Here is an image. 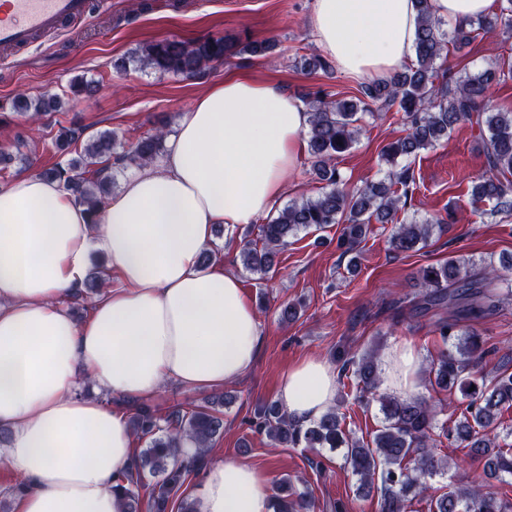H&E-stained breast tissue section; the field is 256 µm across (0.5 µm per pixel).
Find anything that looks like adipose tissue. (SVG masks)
<instances>
[{"mask_svg":"<svg viewBox=\"0 0 512 512\" xmlns=\"http://www.w3.org/2000/svg\"><path fill=\"white\" fill-rule=\"evenodd\" d=\"M415 0H314L309 26L338 72L386 79L412 58ZM309 112L278 82L231 73L184 111L165 151L132 172L92 229L53 179L22 174L0 186V449L24 478L14 512H121L113 492L134 441L125 415L81 393L143 400L163 383L217 388L254 366L263 333L239 278L201 266L215 225L267 215L305 149ZM118 284L83 323L63 306L91 250ZM392 390L409 395L421 359L409 343L381 358ZM295 421L336 402V371L307 356L279 392ZM266 477L235 458L211 462L198 512H274Z\"/></svg>","mask_w":512,"mask_h":512,"instance_id":"obj_1","label":"adipose tissue"}]
</instances>
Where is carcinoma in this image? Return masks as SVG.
Returning <instances> with one entry per match:
<instances>
[{
    "instance_id": "obj_1",
    "label": "carcinoma",
    "mask_w": 512,
    "mask_h": 512,
    "mask_svg": "<svg viewBox=\"0 0 512 512\" xmlns=\"http://www.w3.org/2000/svg\"><path fill=\"white\" fill-rule=\"evenodd\" d=\"M500 12L481 17L466 25L443 29L429 7V0H417L421 24L415 46V61L388 80H370L360 85L358 96L350 100L326 102L320 97L308 103L311 118L307 143L312 168L323 183L314 197L293 201L277 216L258 226L261 245L247 242L242 249L246 270L267 275L279 249L298 233L329 224L343 225L340 246L350 255L349 266H358V246L370 231L372 222L392 224L398 212L412 201L416 179L411 167L390 169L386 178L351 189L336 167L340 154L356 142L364 116H375L398 107L407 134L384 149L387 162L408 159L448 136L462 123L478 129L485 157V171L472 181L473 204H493L492 214L512 215V111L498 108L493 101L497 85L512 77V66L488 67L476 74L448 71L438 80L436 61L448 46H465L502 26L512 28V0H504ZM234 47L224 37H210L187 43L163 40L148 45L136 61L163 75L192 78L213 62H224ZM33 120L56 111L60 101L53 95L35 98L21 95L15 100ZM166 132L140 136L128 148L117 152V139L110 131L88 133L82 126L61 127L52 135L57 152L66 154L82 148L85 161L57 163L42 176L59 181L76 204L85 208L92 228H97L106 198L111 194L112 166L145 165L163 149ZM439 218L415 219L396 225L391 247L396 252L416 250L434 230H447ZM106 267L99 265L84 284L81 299L90 303L106 284ZM512 273V260L500 266L477 267L471 259L448 257L418 271L427 291L412 299L414 310L438 314L434 332L448 345V351L431 363V387L457 390L467 400L459 421L452 426L439 423L441 409L434 402L417 396H379L384 424L370 441L356 437L341 427L336 410L319 421L303 425L291 420L283 408L267 406L258 431L274 444L286 447L333 448L343 452L344 464L357 477L356 494L376 492L378 512H407L411 501L421 497L429 502V512H512V501L498 497L490 480L512 478V448L496 444L491 427L504 407L512 406V373L500 372L491 385L477 368L497 354V348L465 322L483 319L499 308L500 299L490 289L495 280ZM341 371H353L359 397L375 395L380 375L375 358L365 354L356 360L344 352ZM131 431L146 447L135 451L129 465L120 471L113 491L120 494L124 512H197V505L181 496L180 490L216 446L224 431V394H216L202 404L184 410L160 413L144 402H128ZM452 438L468 449V456L483 461L482 470L473 473L466 485H450L442 491L431 489L427 479L447 470L451 463L436 456V438ZM196 448L191 456L178 459L184 444ZM156 478L148 497L140 495L145 475ZM285 495L275 497L276 512H313L314 501L290 478L281 482Z\"/></svg>"
}]
</instances>
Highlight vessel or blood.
I'll return each mask as SVG.
<instances>
[{
    "label": "vessel or blood",
    "mask_w": 512,
    "mask_h": 512,
    "mask_svg": "<svg viewBox=\"0 0 512 512\" xmlns=\"http://www.w3.org/2000/svg\"><path fill=\"white\" fill-rule=\"evenodd\" d=\"M89 0H7L0 17V46L28 47L34 35L58 31L68 20L86 17Z\"/></svg>",
    "instance_id": "b4317fda"
}]
</instances>
